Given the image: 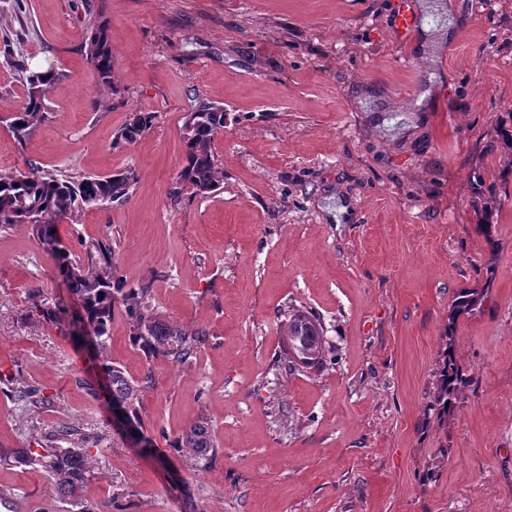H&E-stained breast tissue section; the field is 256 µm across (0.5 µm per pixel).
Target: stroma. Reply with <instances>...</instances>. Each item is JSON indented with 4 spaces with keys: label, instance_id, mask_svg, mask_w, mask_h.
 <instances>
[{
    "label": "stroma",
    "instance_id": "stroma-1",
    "mask_svg": "<svg viewBox=\"0 0 512 512\" xmlns=\"http://www.w3.org/2000/svg\"><path fill=\"white\" fill-rule=\"evenodd\" d=\"M455 3L428 58L423 29L402 40L398 0H27L24 14L0 0L15 58L62 75L51 119L20 143L24 90L0 58V174L134 171L126 201L60 224L59 242L76 257L109 243L125 288L208 331L191 363L149 359L115 311L112 362L152 379L143 417L160 453L142 456L113 426L92 346L72 339L80 305L49 247L1 229L0 512H512V0ZM97 23L109 88L87 58ZM202 100L224 108V182L176 195ZM133 112L155 113L152 129L114 147ZM465 289L478 303L451 318ZM292 307L326 349L291 374L277 360ZM449 359L467 382L443 414ZM22 385L45 404L7 397ZM201 418L205 465L178 445ZM62 423L91 439L66 499L12 457Z\"/></svg>",
    "mask_w": 512,
    "mask_h": 512
}]
</instances>
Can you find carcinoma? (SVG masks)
<instances>
[{"instance_id":"obj_1","label":"carcinoma","mask_w":512,"mask_h":512,"mask_svg":"<svg viewBox=\"0 0 512 512\" xmlns=\"http://www.w3.org/2000/svg\"><path fill=\"white\" fill-rule=\"evenodd\" d=\"M3 55L7 64L23 76L24 103L12 113L10 128L22 143L30 138L52 112L49 94L62 74L53 66L27 71L25 65L12 56L8 40H3ZM88 56L96 83L112 86V49L106 30L93 26L89 36ZM156 115L133 112L115 138V145L133 143L153 126ZM224 128V108L212 102H201L185 116L182 126L184 146L182 166L177 173L175 189L188 185L195 195H208L220 188L224 172L215 162L212 151L217 134ZM136 180L132 170H120L106 176H71L30 166L25 172L0 174V227L23 226L44 245L53 248L58 273L66 280L70 292L80 301L82 312L73 319L77 338L90 330L91 343L98 352L107 349L112 316L117 307L124 308L133 340L148 355H162L177 363L191 361L207 332L203 328L188 331L149 311L143 302L144 291L124 289L112 271L111 247L96 243L84 245L86 260L72 259L55 248L56 234L52 230L64 219L105 203L122 202L129 196ZM477 295L463 291L457 297L451 318L473 310ZM288 350L283 363L288 370L311 368L322 360L325 341L318 321L300 310L288 313L284 325ZM101 372L108 378L106 404L116 405L124 413L127 425L122 436L133 446L142 445L146 455L154 453L152 438L144 437L141 393L145 385L126 376L125 371L104 359ZM466 382L452 361L445 362L437 398L440 412L448 411V394ZM76 429L60 425L44 438L41 450L16 448L13 457L19 463L38 465L55 482L59 498L71 496L83 483L89 461L84 442L73 439ZM68 443L64 448L61 443ZM179 447L189 449L195 457L208 462L215 455V441L208 422L200 419L188 424L178 437Z\"/></svg>"}]
</instances>
